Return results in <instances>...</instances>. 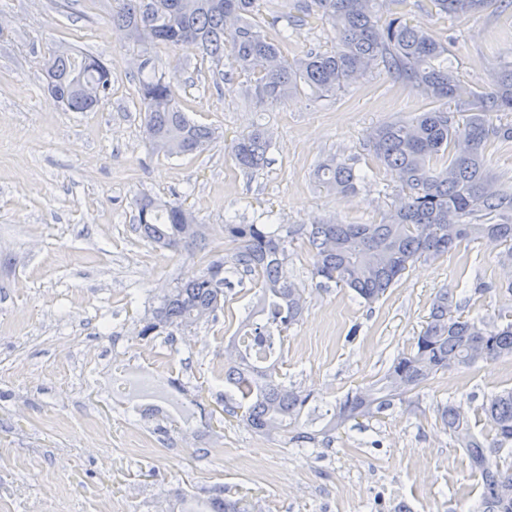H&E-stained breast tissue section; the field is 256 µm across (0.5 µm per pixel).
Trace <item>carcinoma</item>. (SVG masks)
Listing matches in <instances>:
<instances>
[{"label":"carcinoma","instance_id":"obj_1","mask_svg":"<svg viewBox=\"0 0 512 512\" xmlns=\"http://www.w3.org/2000/svg\"><path fill=\"white\" fill-rule=\"evenodd\" d=\"M112 28L141 40L174 47H195L217 65L224 55L246 74V96L274 104L305 87L315 98L335 93L375 68L415 90L428 109L410 120L382 124L367 134L378 165L396 171L401 192L393 208L377 224H345L328 220L281 235L270 224H229L235 242L222 262L180 281L163 295L140 335L167 327H190L208 319L224 301L229 276L244 271L260 283L256 314L270 311L264 324L255 323V341L268 345L284 336L303 312V293L286 272L288 239H306L313 257L312 274L352 290L372 303L393 287L421 258H438L464 242L492 240L500 261L512 264V186H504L487 165L486 153L496 143L512 141V123L492 124L490 112H512V62L500 63L486 91L460 79L448 58V38L408 21L406 0H299L304 23L328 22L336 33L330 50H310L292 60L280 41L267 36L254 20L258 0H113ZM436 14L456 21L488 10L498 0H429ZM48 66L56 80L48 92L72 112L95 106L90 96H105L111 72L92 55L53 53ZM81 71L86 92L67 80ZM148 139L168 156L204 150L214 131L195 123L179 106L165 76L143 61L137 74ZM267 132L256 127L234 139L228 151L234 162L254 171L267 162ZM319 183L330 191L357 190L365 176L355 166L331 157L317 169ZM136 229L152 242L174 251L191 250L203 239L192 212L177 202L143 198L136 202ZM451 289L435 296L426 326L414 347L398 355L370 386L347 395L323 429L301 424L312 394L276 379L277 364L246 356L224 369V409L257 432L282 430L298 445L314 444L358 417H369L394 405L408 393L445 371L479 363L512 360V320L464 318ZM484 432L474 433L467 416L450 400L437 408L444 429L466 452L480 476L481 512H512V388L486 398L480 407ZM207 512H246L224 491L209 498Z\"/></svg>","mask_w":512,"mask_h":512}]
</instances>
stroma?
I'll list each match as a JSON object with an SVG mask.
<instances>
[{
    "mask_svg": "<svg viewBox=\"0 0 512 512\" xmlns=\"http://www.w3.org/2000/svg\"><path fill=\"white\" fill-rule=\"evenodd\" d=\"M427 3L408 0L413 24L453 37L456 71L487 88L493 68L512 60V7L459 22ZM112 5L0 0V512H171L176 494L218 488L247 512H475L477 479L437 406L456 399L480 431L483 401L512 388V360L438 374L301 448L221 412L224 352L258 297L253 276H232L215 319L171 337L140 335L167 290L229 253L227 225L379 223L400 182L364 139L421 112L422 97L376 72L327 97L303 91L259 106L243 73L216 82L194 48L116 37ZM335 44L331 24L312 19L289 26L285 53ZM63 47L111 68V91L93 111H68L46 89L45 65ZM146 58L183 110L214 130L203 152L153 151L136 93ZM258 126L271 146L252 173L226 147ZM334 155L367 173L357 193L319 185L315 169ZM145 196L192 211L205 250L174 252L135 232ZM287 270L304 311L280 349L277 379L312 392L322 414L410 352L440 290H456L462 316L512 314L499 251L481 241L417 261L370 304L319 284L303 239L289 244Z\"/></svg>",
    "mask_w": 512,
    "mask_h": 512,
    "instance_id": "35a3bbf8",
    "label": "stroma"
}]
</instances>
